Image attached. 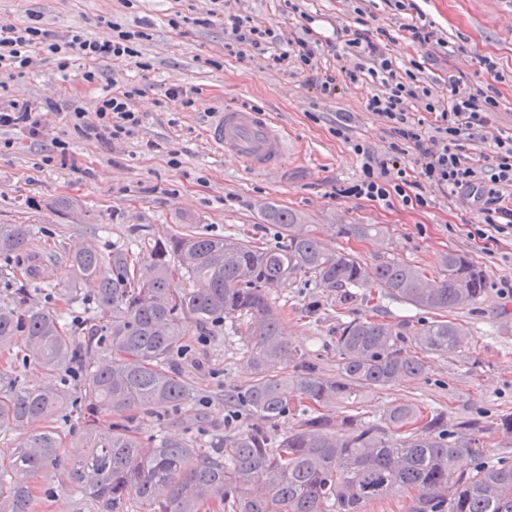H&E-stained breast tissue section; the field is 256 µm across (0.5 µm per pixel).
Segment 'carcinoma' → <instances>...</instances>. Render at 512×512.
<instances>
[{
  "label": "carcinoma",
  "mask_w": 512,
  "mask_h": 512,
  "mask_svg": "<svg viewBox=\"0 0 512 512\" xmlns=\"http://www.w3.org/2000/svg\"><path fill=\"white\" fill-rule=\"evenodd\" d=\"M268 217L284 234L276 247L232 235L214 237L171 229L152 238L146 253L129 249L103 253L80 249L68 255L72 272L62 300L78 298L84 282L98 283L96 304L110 354L105 366L84 369V395L75 407L86 433L70 466L69 487L94 502L97 512H202L216 504L224 512H363L373 501L405 494L410 512H512V458L491 462L482 440L486 426L468 419L448 429L443 418L413 404L386 410L383 423L362 420L357 397L383 390L401 378L426 371L422 353H453L464 335L453 320L417 327L369 317L340 324L334 376L307 363L303 372L283 376L290 353L282 339V317L268 289L302 275L344 310L386 299L430 311L448 312L477 303L485 294L483 271L465 257H444L443 279L431 280L401 260L370 269L347 252H326L296 223L294 215L272 209ZM343 233L374 237L372 224H350ZM30 229L0 225V257L23 251ZM187 283L183 288L176 282ZM227 318L248 343L252 380L224 393V405L242 411L246 426L212 450L190 441L142 439L129 426L137 413L162 414L192 400L190 384L169 368L183 347L180 325L194 320L208 334ZM25 337L36 363L69 371L75 342L67 324L33 301L24 308L0 298V348ZM293 387L296 398H288ZM344 406L336 420L309 408ZM68 405L64 389L0 390V427L21 421L28 438L0 457V512H31L24 476L51 463L61 448L51 418ZM292 426L274 441L270 428ZM467 455L470 469L456 460Z\"/></svg>",
  "instance_id": "carcinoma-1"
}]
</instances>
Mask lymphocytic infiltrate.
Instances as JSON below:
<instances>
[{"label": "lymphocytic infiltrate", "instance_id": "lymphocytic-infiltrate-1", "mask_svg": "<svg viewBox=\"0 0 512 512\" xmlns=\"http://www.w3.org/2000/svg\"><path fill=\"white\" fill-rule=\"evenodd\" d=\"M29 25L0 24V76L14 79L27 74L38 56L54 59L63 79H70L73 58L86 60L79 82L99 88L94 117H87L76 104H69L74 132L87 139L112 145L129 137L142 123L133 101L140 93L135 83L116 89H101L100 60L123 61L136 57L137 41L145 39L141 30H126L113 24L107 40L86 38L80 29L59 36L38 24L32 13ZM224 49L243 57L253 52L265 56L268 67L290 66L305 73L310 84L323 95H332L338 83L368 80L377 87L365 103L391 135L386 158L374 156L363 144L353 150L363 159L361 175L345 190L346 196L365 198L390 205L401 198L407 205L424 206L428 191L445 196L464 195L480 208L483 222L496 232L512 230V130H497L492 137V153L467 149L462 134L481 133L491 123L499 101L471 90L463 76L449 74L448 98L440 100L432 85L414 73H401L388 56L384 39L375 36L365 18L338 30L345 54L355 58L350 67L321 70L317 64L321 40L308 36L284 39L280 29L258 24L239 13H224ZM423 109H416V102Z\"/></svg>", "mask_w": 512, "mask_h": 512}]
</instances>
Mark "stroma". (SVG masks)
I'll list each match as a JSON object with an SVG mask.
<instances>
[{"label": "stroma", "instance_id": "1", "mask_svg": "<svg viewBox=\"0 0 512 512\" xmlns=\"http://www.w3.org/2000/svg\"><path fill=\"white\" fill-rule=\"evenodd\" d=\"M409 3L401 10L372 5L371 0H0V24H28L35 10L43 27L58 33L78 27L88 37L102 39L109 37L106 23L112 20L130 29L146 28L150 35L138 45V60L150 62V70H138L131 59L99 64L107 79L120 84L134 79L142 88L134 107L143 123L115 146L72 137L67 112L47 111V102L65 98L90 114L96 108V91L61 83L53 60L38 62L29 75L9 82L7 91L0 93L6 100H29L41 112L43 124L37 139L0 130V224L30 226V251L58 262L48 290L37 291L21 278L14 300L40 299L71 328L82 363H105L103 336L85 331L101 321L92 303L93 285H85L70 305L58 300L68 282V252L129 248L141 238L184 225L217 236L245 232L253 241L273 246L282 235L269 224L266 210L279 207L294 213L326 250L351 253L370 266L397 258L439 280L444 255L454 251L486 274L480 301L450 313L467 331L455 352L427 355L423 376L364 394L360 406L367 419H380L388 407L403 403L441 413L452 425L468 418L492 423L512 415V296L503 289L512 282V233L481 236V214L455 197L436 194L429 206L413 209L398 200L387 207L344 196L343 188L361 171L353 142L379 156L388 151L387 133L364 110L374 86L347 84L336 96L322 97L293 69L268 68L265 58L255 54H225L220 22L197 23L209 9H225L277 25L289 35L306 27L321 38L353 22L360 10L371 13V28L393 32L421 13L432 22L445 51L396 37L387 45L389 54L405 68L419 63V78L436 87L443 86L449 72L461 73L472 88L500 102L493 126L512 128V0ZM176 16L184 22L174 28L169 20ZM173 85L186 89L187 99L167 98L165 91ZM238 104L251 105L283 128L291 151L281 170L251 171L208 144L205 130L212 112ZM344 114L351 116L352 124L348 138L342 139L336 135V123ZM58 139L70 143L66 159L42 165V156ZM64 197L77 202L75 212L55 211V202ZM347 224H376L384 234L359 239L344 234ZM268 297L283 317L288 347L328 376L335 375L339 363V322L371 314L391 324L432 318L396 300L384 301L376 312L357 304L340 313L301 276L269 289ZM182 333L187 351L176 358L174 370L191 383V405L161 418L138 414L132 426L145 438L192 439L210 448L234 431L224 392L252 377L246 341L228 326L215 335H201L191 321L183 323ZM0 379L31 388L62 385L73 398L83 391L80 375L47 372L28 356L19 339L0 348ZM53 423L62 447L53 464L29 479L32 512H94L92 502L66 490L70 457L85 424L72 410L56 414Z\"/></svg>", "mask_w": 512, "mask_h": 512}]
</instances>
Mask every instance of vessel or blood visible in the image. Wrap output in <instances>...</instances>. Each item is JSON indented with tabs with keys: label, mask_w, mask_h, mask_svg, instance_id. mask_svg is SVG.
<instances>
[{
	"label": "vessel or blood",
	"mask_w": 512,
	"mask_h": 512,
	"mask_svg": "<svg viewBox=\"0 0 512 512\" xmlns=\"http://www.w3.org/2000/svg\"><path fill=\"white\" fill-rule=\"evenodd\" d=\"M211 143L225 156L258 172L282 169L288 142L262 113L249 108L226 107L213 113L208 128Z\"/></svg>",
	"instance_id": "1"
}]
</instances>
